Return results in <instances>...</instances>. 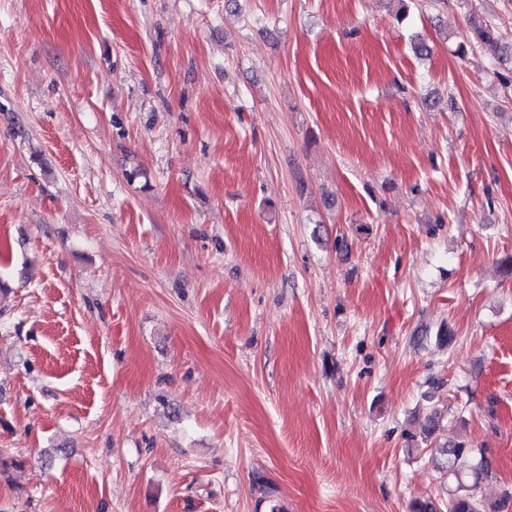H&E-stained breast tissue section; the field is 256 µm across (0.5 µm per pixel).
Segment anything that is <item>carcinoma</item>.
I'll list each match as a JSON object with an SVG mask.
<instances>
[{
  "mask_svg": "<svg viewBox=\"0 0 512 512\" xmlns=\"http://www.w3.org/2000/svg\"><path fill=\"white\" fill-rule=\"evenodd\" d=\"M472 43L494 56L500 49L499 36L486 25L473 27ZM441 426V412L435 410L421 428V440H432ZM431 459L441 474L457 482L456 493L448 498L447 512H504L508 499L490 502L481 495V485L491 475L484 451H476L464 442L447 441L432 446Z\"/></svg>",
  "mask_w": 512,
  "mask_h": 512,
  "instance_id": "obj_1",
  "label": "carcinoma"
}]
</instances>
